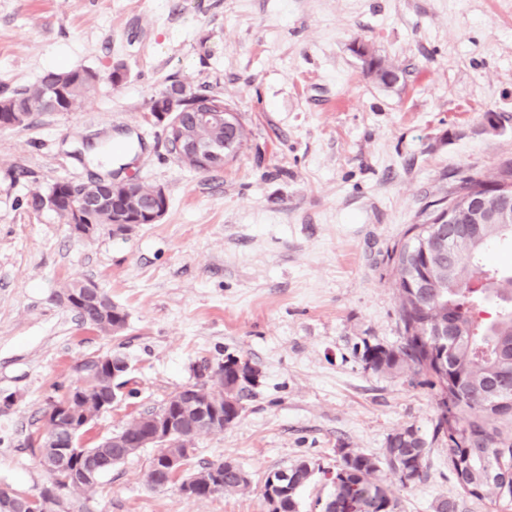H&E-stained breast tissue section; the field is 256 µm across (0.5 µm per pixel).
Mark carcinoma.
<instances>
[{
    "label": "carcinoma",
    "mask_w": 512,
    "mask_h": 512,
    "mask_svg": "<svg viewBox=\"0 0 512 512\" xmlns=\"http://www.w3.org/2000/svg\"><path fill=\"white\" fill-rule=\"evenodd\" d=\"M367 74L384 85L398 79L397 70L385 59L360 45ZM96 74L85 68L49 71L35 84L0 97V114L56 111L55 101L65 99V111L80 109L94 89ZM198 135L210 142H224V156L234 157L249 138L238 121L229 127L211 123ZM492 182L512 188V161L503 163L495 175L479 174L458 180L453 191L436 201H448L488 191ZM64 199L80 201L97 192L90 183L70 185L56 182L28 199L34 212L55 191ZM154 187L139 184L128 201L133 211L150 208ZM440 209H422L420 222L412 224L404 239L388 251L392 284L399 301V344L386 348L364 344L362 360L376 372L390 376L425 374L435 389L440 410L437 430L448 439V467L461 493L476 499L493 492L499 500L512 502V487L505 490L493 475L512 470V434L499 426L512 421V266L493 261L496 245L512 244V224H474L467 233L432 236ZM495 300L499 309L485 322L476 317L478 307ZM127 314L112 302L83 309L81 321L112 334V324L126 322ZM445 356L448 368L442 371L436 361ZM340 464L332 477L333 493L324 512H345L354 502L359 512H397L398 500L380 476L382 469L394 474L408 488L423 480L426 441L412 426L396 430L387 438L382 457L342 446ZM312 475L311 465L301 460L286 471L270 473L264 496L274 494V512H299L298 492Z\"/></svg>",
    "instance_id": "obj_1"
}]
</instances>
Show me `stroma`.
I'll return each instance as SVG.
<instances>
[{
  "label": "stroma",
  "mask_w": 512,
  "mask_h": 512,
  "mask_svg": "<svg viewBox=\"0 0 512 512\" xmlns=\"http://www.w3.org/2000/svg\"><path fill=\"white\" fill-rule=\"evenodd\" d=\"M356 42L398 81L367 76ZM75 67L97 75L79 111L0 130V487L51 485L34 440L86 361L125 358L131 391L85 429L90 448L231 353L259 382L233 426L196 439L189 467L232 459L246 490L150 488L144 448L92 491L63 492L65 512H269L267 476L301 460L313 475L299 510L321 512L340 445L377 456L410 425L427 442L426 477L404 488L386 475L402 512L461 498L434 389L375 373L361 353L400 340L387 249L454 177L512 160V0H0V96ZM175 79L223 96L249 130L223 169L179 166L148 122ZM90 146L130 161L107 169L85 158ZM97 178L162 186L168 209L129 236L81 242L27 206L55 182ZM76 278L126 312L122 333L59 301Z\"/></svg>",
  "instance_id": "obj_1"
}]
</instances>
